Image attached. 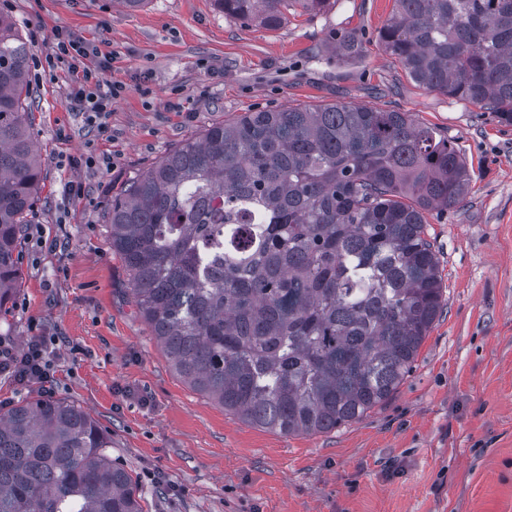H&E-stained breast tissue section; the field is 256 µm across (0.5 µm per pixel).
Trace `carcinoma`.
Wrapping results in <instances>:
<instances>
[{
	"mask_svg": "<svg viewBox=\"0 0 512 512\" xmlns=\"http://www.w3.org/2000/svg\"><path fill=\"white\" fill-rule=\"evenodd\" d=\"M379 31L423 88L512 123V0H395ZM277 28L331 0H214ZM343 62L355 32L335 36ZM29 48L0 14V315L41 181L25 122ZM455 144L408 112L334 103L246 112L168 152L112 199V250L172 370L240 420L331 431L384 403L444 306L425 214L460 206ZM112 439L79 406L0 413V512H143Z\"/></svg>",
	"mask_w": 512,
	"mask_h": 512,
	"instance_id": "cac0c4a2",
	"label": "carcinoma"
}]
</instances>
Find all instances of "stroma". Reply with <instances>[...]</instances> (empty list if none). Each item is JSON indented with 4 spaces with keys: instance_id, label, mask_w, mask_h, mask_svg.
<instances>
[{
    "instance_id": "stroma-1",
    "label": "stroma",
    "mask_w": 512,
    "mask_h": 512,
    "mask_svg": "<svg viewBox=\"0 0 512 512\" xmlns=\"http://www.w3.org/2000/svg\"><path fill=\"white\" fill-rule=\"evenodd\" d=\"M394 0H337L275 29L214 0H0L30 47L26 114L43 160L0 345L44 337L53 399L111 436L144 512H512V125L415 83L377 42ZM355 32L359 61L329 48ZM85 48L54 53L58 37ZM106 69H99L100 60ZM124 85L96 123L73 110V66ZM398 109L437 127L471 173L427 215L445 309L410 375L362 420L317 434L251 426L170 368L129 295L107 212L128 180L208 126L329 103ZM76 184L80 193L64 187Z\"/></svg>"
}]
</instances>
